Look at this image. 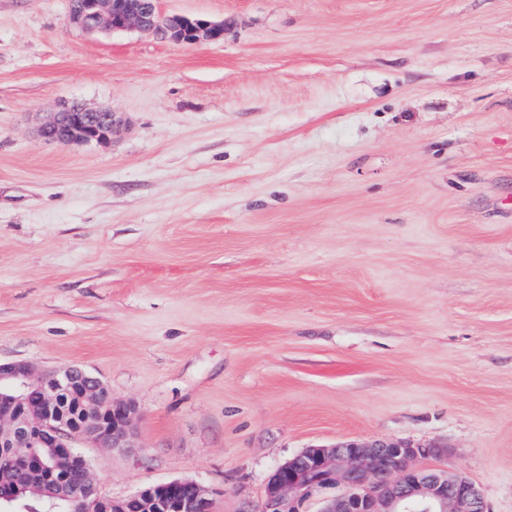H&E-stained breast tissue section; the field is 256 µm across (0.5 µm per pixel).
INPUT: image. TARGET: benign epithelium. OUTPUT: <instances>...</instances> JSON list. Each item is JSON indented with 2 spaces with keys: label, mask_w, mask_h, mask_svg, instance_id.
Segmentation results:
<instances>
[{
  "label": "benign epithelium",
  "mask_w": 512,
  "mask_h": 512,
  "mask_svg": "<svg viewBox=\"0 0 512 512\" xmlns=\"http://www.w3.org/2000/svg\"><path fill=\"white\" fill-rule=\"evenodd\" d=\"M68 25L85 31L152 32L177 43L217 42L224 23L190 20L161 11L159 0H71ZM120 126L116 113L65 105L39 127V136L64 144H106ZM76 388L80 405L71 413L62 395ZM135 410L112 397L98 378L77 366L42 373L30 361L0 362V512H31L37 486L70 477L81 512H215L210 493L192 480L155 484L124 499L101 494L88 461L75 443L100 448L134 447ZM431 448L404 443L347 441L307 448L279 466L268 479L258 512H300L315 492L344 485L348 491L324 512H487L478 487L441 470L412 466ZM24 467L19 482L13 468Z\"/></svg>",
  "instance_id": "1"
}]
</instances>
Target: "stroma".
Masks as SVG:
<instances>
[{"label":"stroma","mask_w":512,"mask_h":512,"mask_svg":"<svg viewBox=\"0 0 512 512\" xmlns=\"http://www.w3.org/2000/svg\"><path fill=\"white\" fill-rule=\"evenodd\" d=\"M0 0V360L136 408L100 492L254 512L303 449L434 448L512 512V0H161L177 44ZM122 123L48 143L64 104Z\"/></svg>","instance_id":"stroma-1"}]
</instances>
